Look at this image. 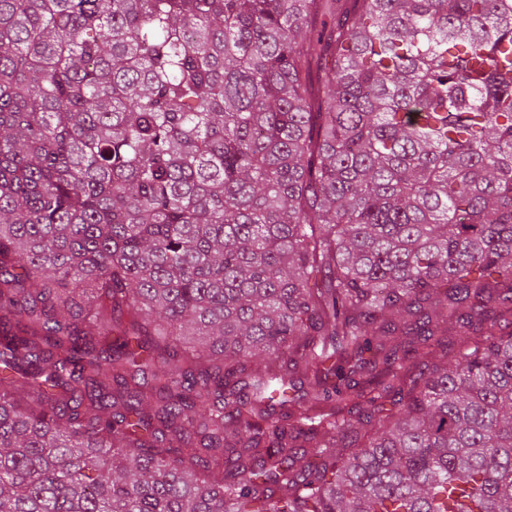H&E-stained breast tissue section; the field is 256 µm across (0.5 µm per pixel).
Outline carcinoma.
I'll use <instances>...</instances> for the list:
<instances>
[{
  "label": "carcinoma",
  "mask_w": 512,
  "mask_h": 512,
  "mask_svg": "<svg viewBox=\"0 0 512 512\" xmlns=\"http://www.w3.org/2000/svg\"><path fill=\"white\" fill-rule=\"evenodd\" d=\"M503 322L512 0H0V512H512Z\"/></svg>",
  "instance_id": "obj_1"
}]
</instances>
